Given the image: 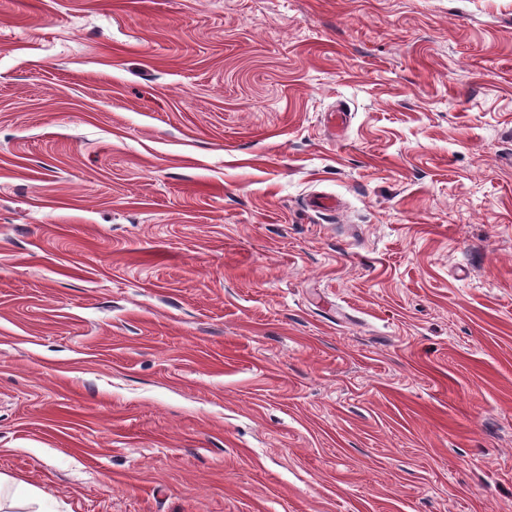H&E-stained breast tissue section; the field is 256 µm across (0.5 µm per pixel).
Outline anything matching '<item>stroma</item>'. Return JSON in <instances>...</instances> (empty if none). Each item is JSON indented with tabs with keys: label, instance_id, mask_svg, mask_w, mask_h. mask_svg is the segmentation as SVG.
I'll use <instances>...</instances> for the list:
<instances>
[{
	"label": "stroma",
	"instance_id": "obj_1",
	"mask_svg": "<svg viewBox=\"0 0 512 512\" xmlns=\"http://www.w3.org/2000/svg\"><path fill=\"white\" fill-rule=\"evenodd\" d=\"M0 475L512 512V0H0Z\"/></svg>",
	"mask_w": 512,
	"mask_h": 512
}]
</instances>
